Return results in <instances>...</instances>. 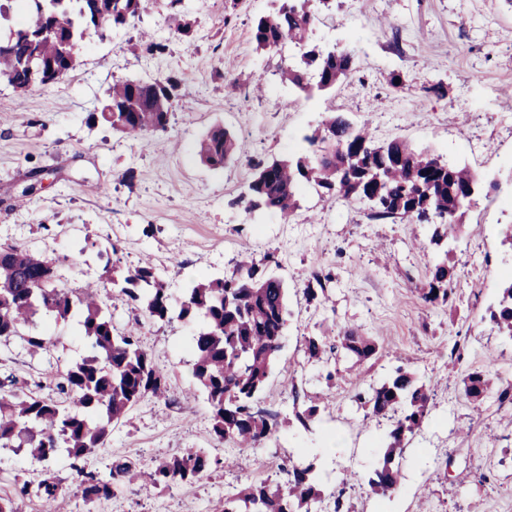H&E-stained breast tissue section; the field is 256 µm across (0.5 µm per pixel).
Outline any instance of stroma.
I'll return each instance as SVG.
<instances>
[{
	"mask_svg": "<svg viewBox=\"0 0 512 512\" xmlns=\"http://www.w3.org/2000/svg\"><path fill=\"white\" fill-rule=\"evenodd\" d=\"M276 0H183L189 35L169 28L165 0H146L138 18L86 31L67 77L18 95L0 80V248L45 251L60 260L70 288L106 283V266L123 272L151 265L173 302L199 278L223 276L242 257L288 288L282 348L261 408L279 413L277 431L240 450L216 439L209 405L196 391L192 339L198 323H155L116 299L112 323L137 329L143 347L170 375V399L148 398L115 425L84 460L107 471L112 460L139 467L188 448L206 449L208 477L159 490L131 485L87 507L65 456L53 464L66 488L64 512H216L243 482L288 480L314 463L324 512H512V405L474 403L464 372L493 367L498 388H512V338L486 320L512 270L500 244L512 221V0H336L310 33L311 42L349 50L357 69L335 88L305 97L283 81L289 57L256 51L254 20ZM168 46L150 56L142 33ZM401 76V87L389 83ZM178 77L166 131L130 139L100 114L118 80ZM444 93H428L434 83ZM370 123L379 140L403 139L441 160L468 166L486 183L448 247L433 243V225L379 219L369 206L298 189L290 220L234 200L252 178L246 159L302 154L304 134L328 112ZM220 126L237 141V160L215 169L197 144ZM450 256L458 270L454 308L425 303L432 266ZM331 272L323 296L308 300L314 271ZM352 329L375 337L379 354L355 365L344 351L308 362L304 339ZM51 356L30 355L22 340L0 344V374L47 369L49 359H79L85 345L76 322L50 323ZM466 339L465 358L448 364V340ZM434 386L430 415L399 461L390 497L372 493L373 444L388 420L355 400L396 370ZM335 371L326 380L327 371ZM320 411L304 422L310 402ZM356 479L344 496L342 474Z\"/></svg>",
	"mask_w": 512,
	"mask_h": 512,
	"instance_id": "35a3bbf8",
	"label": "stroma"
}]
</instances>
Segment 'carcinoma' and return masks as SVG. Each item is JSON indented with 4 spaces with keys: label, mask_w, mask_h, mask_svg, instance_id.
I'll return each mask as SVG.
<instances>
[{
    "label": "carcinoma",
    "mask_w": 512,
    "mask_h": 512,
    "mask_svg": "<svg viewBox=\"0 0 512 512\" xmlns=\"http://www.w3.org/2000/svg\"><path fill=\"white\" fill-rule=\"evenodd\" d=\"M313 1L326 9L334 2L279 0L272 13L254 21L252 32L256 49L264 53L288 45L299 50V61L284 76L306 94L328 91L355 70L349 53L309 44ZM29 2L9 48H0V80L19 93L56 82L73 70L75 47L87 29L102 33L112 25L123 26L143 8V0ZM167 6L175 32L189 33L181 0H167ZM50 27L65 36L67 44L44 35ZM178 88L179 80L171 76L152 83L119 81L101 117L113 130L130 137L164 131ZM303 141L307 150L295 158L248 159L255 174L237 204L247 212L266 208L288 218L297 209V189L306 182L338 197L356 196L368 202L379 218L433 220L437 243L457 225L462 207L480 189L470 169L450 166L406 140L379 142L366 127L336 112ZM234 151L233 136L219 127L198 146L201 159L215 169L223 167ZM454 280V266L442 260L423 285V299L453 305ZM110 281L120 299L142 307L154 321L200 318L193 336V377L207 397L218 440L247 449L276 432L278 415L259 408L258 400L281 349L288 315V288L281 279L260 276L255 266L239 263L222 279L198 281L178 305L172 304L168 288L151 267L140 266ZM59 282V261L52 255L15 246L0 249V342L18 337L31 354H43L49 351L50 338L37 320L74 318L86 346L82 358L44 372L43 379L31 384L11 374L0 379V448H23L38 461L65 454L87 504L111 498L134 480L169 487L207 475L212 459L196 448L161 461L149 472L122 459L113 461L106 474L80 466L79 461L104 444L112 424L126 418L135 405L146 398H167L170 377L140 346L135 331L115 332L99 287L61 288ZM489 322L498 334L512 337V282L502 288L498 305L489 310ZM339 344L359 362L378 353L376 340L356 331L344 332ZM328 348L335 345L324 336L305 338L309 362L321 360ZM463 384L465 396L474 402L494 389L487 368L469 373ZM45 388L55 396L44 394ZM432 395L431 388L401 368L370 393L356 395L372 414L392 420L385 450L369 478L376 493L385 496L400 482L395 457L403 454L405 441L422 426ZM314 469L312 462L295 468L284 484H245L224 499L221 512H312V505L320 501ZM30 496L56 509L65 498V488L55 472L44 469L37 482L25 481L15 494L0 496V512H22L21 503Z\"/></svg>",
    "instance_id": "carcinoma-1"
}]
</instances>
